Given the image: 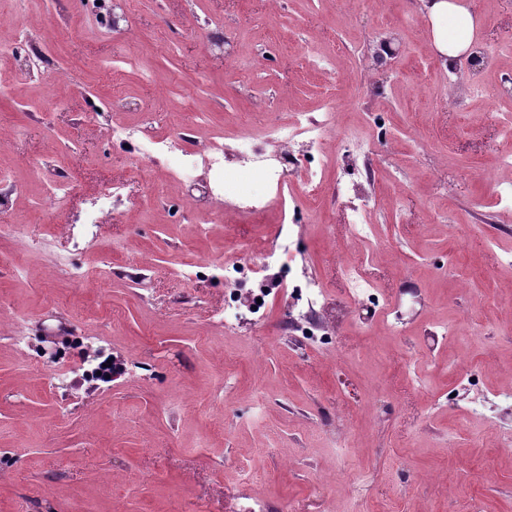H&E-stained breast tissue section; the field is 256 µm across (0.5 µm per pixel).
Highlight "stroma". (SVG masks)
Wrapping results in <instances>:
<instances>
[{"label":"stroma","mask_w":512,"mask_h":512,"mask_svg":"<svg viewBox=\"0 0 512 512\" xmlns=\"http://www.w3.org/2000/svg\"><path fill=\"white\" fill-rule=\"evenodd\" d=\"M464 3L492 65L457 90L414 0H0V35L23 33L42 63L26 72L0 46V512H240L255 497L273 512H512V403L496 398L512 387V201L498 194L512 0ZM391 31L386 79L364 48ZM329 88L358 109L323 146L320 205L297 165L273 199L302 217L290 265L335 304L336 348H300L280 301L225 334L224 263L238 243L275 246V215L211 218L207 179L163 163L131 177L136 146L105 128L219 130L237 157ZM62 175L65 210H36ZM118 181L112 221L81 224ZM372 192L369 238L352 243L349 201ZM96 358L109 380L88 374Z\"/></svg>","instance_id":"35a3bbf8"}]
</instances>
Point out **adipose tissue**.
I'll list each match as a JSON object with an SVG mask.
<instances>
[{"label":"adipose tissue","mask_w":512,"mask_h":512,"mask_svg":"<svg viewBox=\"0 0 512 512\" xmlns=\"http://www.w3.org/2000/svg\"><path fill=\"white\" fill-rule=\"evenodd\" d=\"M432 22L434 44L450 56L467 51L475 39V21L470 11L455 0H434L426 8Z\"/></svg>","instance_id":"1"}]
</instances>
